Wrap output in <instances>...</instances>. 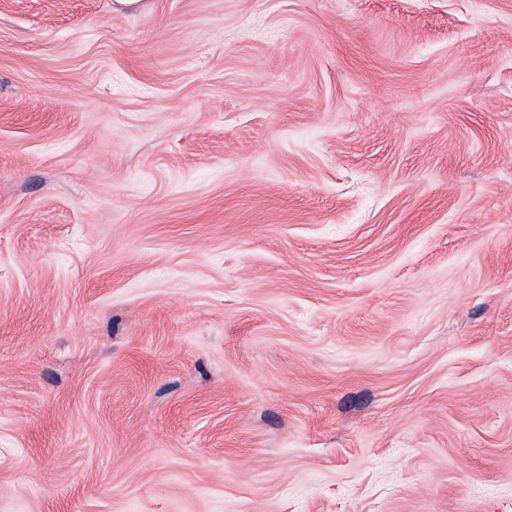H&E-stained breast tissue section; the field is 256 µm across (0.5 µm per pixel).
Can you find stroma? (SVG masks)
Returning <instances> with one entry per match:
<instances>
[{
    "label": "stroma",
    "mask_w": 512,
    "mask_h": 512,
    "mask_svg": "<svg viewBox=\"0 0 512 512\" xmlns=\"http://www.w3.org/2000/svg\"><path fill=\"white\" fill-rule=\"evenodd\" d=\"M0 512H512V0H0Z\"/></svg>",
    "instance_id": "35a3bbf8"
}]
</instances>
